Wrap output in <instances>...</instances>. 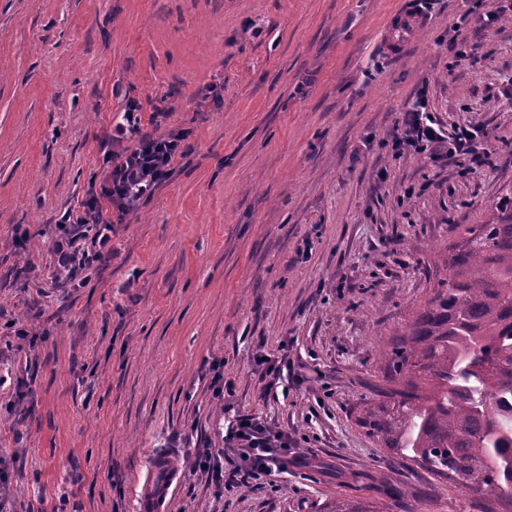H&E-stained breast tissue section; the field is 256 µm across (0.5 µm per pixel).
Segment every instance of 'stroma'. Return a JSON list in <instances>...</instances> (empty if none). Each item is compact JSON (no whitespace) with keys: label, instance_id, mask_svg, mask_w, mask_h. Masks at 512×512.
Masks as SVG:
<instances>
[{"label":"stroma","instance_id":"obj_1","mask_svg":"<svg viewBox=\"0 0 512 512\" xmlns=\"http://www.w3.org/2000/svg\"><path fill=\"white\" fill-rule=\"evenodd\" d=\"M430 3L394 57L409 0H0V512H143L157 455L160 512H476L363 423L438 254L512 192V22L456 33L466 0ZM421 91L485 125L489 165L393 150ZM130 100L193 152L90 282L58 285L52 220L100 184ZM261 356L293 362L285 398ZM233 412L298 442L261 490L194 465H223Z\"/></svg>","mask_w":512,"mask_h":512}]
</instances>
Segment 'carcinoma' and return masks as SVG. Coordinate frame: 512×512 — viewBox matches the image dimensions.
<instances>
[{"label": "carcinoma", "mask_w": 512, "mask_h": 512, "mask_svg": "<svg viewBox=\"0 0 512 512\" xmlns=\"http://www.w3.org/2000/svg\"><path fill=\"white\" fill-rule=\"evenodd\" d=\"M448 278L391 338L386 400L365 423L385 448L472 493L479 512H512V198L463 227Z\"/></svg>", "instance_id": "obj_1"}]
</instances>
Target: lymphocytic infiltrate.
Returning a JSON list of instances; mask_svg holds the SVG:
<instances>
[{"label":"lymphocytic infiltrate","instance_id":"1","mask_svg":"<svg viewBox=\"0 0 512 512\" xmlns=\"http://www.w3.org/2000/svg\"><path fill=\"white\" fill-rule=\"evenodd\" d=\"M397 126L399 132L392 142L396 151L410 149L433 158L460 159L469 172L488 160L485 128L473 125L445 130L428 110L424 94L416 95ZM187 138L182 130L160 135L144 132L138 104L127 103L122 123L105 142L101 194H90L81 210H67L56 222L57 232L51 240L56 282L85 283L109 258L113 225L124 223L128 214L150 201L169 180L175 159L188 151ZM224 443L234 462L224 476L228 491L257 488L263 478L286 472L288 450L295 445L288 433L242 414L229 420Z\"/></svg>","mask_w":512,"mask_h":512}]
</instances>
